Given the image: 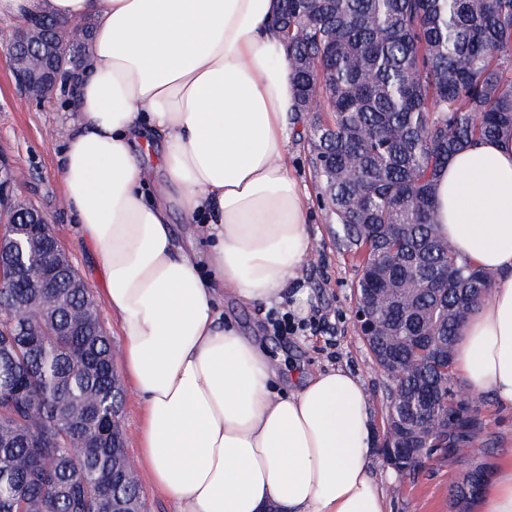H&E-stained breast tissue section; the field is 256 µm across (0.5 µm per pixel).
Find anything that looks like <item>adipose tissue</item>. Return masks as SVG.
<instances>
[{"instance_id":"1","label":"adipose tissue","mask_w":512,"mask_h":512,"mask_svg":"<svg viewBox=\"0 0 512 512\" xmlns=\"http://www.w3.org/2000/svg\"><path fill=\"white\" fill-rule=\"evenodd\" d=\"M92 22L59 157L97 250L122 365L142 401L140 468L181 512H388L363 381L335 368L285 389L219 299L304 308L307 194L288 169L296 109L277 0H0V15ZM163 144L164 196L141 157ZM179 209L206 247L176 241ZM436 222L491 288L462 324L466 388L512 409V135L455 152ZM476 512H512V456Z\"/></svg>"}]
</instances>
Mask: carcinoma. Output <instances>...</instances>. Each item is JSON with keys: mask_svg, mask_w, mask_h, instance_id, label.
Wrapping results in <instances>:
<instances>
[{"mask_svg": "<svg viewBox=\"0 0 512 512\" xmlns=\"http://www.w3.org/2000/svg\"><path fill=\"white\" fill-rule=\"evenodd\" d=\"M297 98L321 100L311 120L315 178L341 237L361 254L358 301L392 336L377 339L403 368L393 417L448 421V453L481 406L452 408L461 322L490 284L435 222L436 177L448 158L480 139L512 134V0H280ZM19 264L0 303V512H112L117 498L143 512L120 423L112 343L63 248L30 247V225H13ZM51 257L69 272L57 287L38 273Z\"/></svg>", "mask_w": 512, "mask_h": 512, "instance_id": "1", "label": "carcinoma"}]
</instances>
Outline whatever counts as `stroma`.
I'll return each mask as SVG.
<instances>
[{
	"label": "stroma",
	"instance_id": "stroma-1",
	"mask_svg": "<svg viewBox=\"0 0 512 512\" xmlns=\"http://www.w3.org/2000/svg\"><path fill=\"white\" fill-rule=\"evenodd\" d=\"M73 107L65 87H58L47 100L26 97L19 89L9 55L0 47V154L7 156L19 173L22 198L43 211L79 276L86 282L98 308L101 324L112 342L114 371L124 394L121 425L130 461H137V435L141 404L130 387L119 360L122 338L117 319L105 302V274L93 248L79 233L74 214L63 198L61 154ZM309 115L292 125L288 165L308 194L312 216L313 251L305 268L304 281L310 311L322 316L318 329L288 336L275 335L270 312L225 297L221 308L226 318L246 333L266 341L272 356L280 358L283 374L294 368L312 376L330 367L342 366L365 382L371 400L376 436H383L385 405L390 380L377 366L353 320L360 260L338 236L336 217L325 206L322 189L314 177L307 135ZM481 429L467 441L465 457L437 449L430 463L407 476H396L386 487L392 512H474L472 504L456 506L450 495L451 479L462 478L467 470H494L512 453V409L501 408L484 398L478 412Z\"/></svg>",
	"mask_w": 512,
	"mask_h": 512
}]
</instances>
